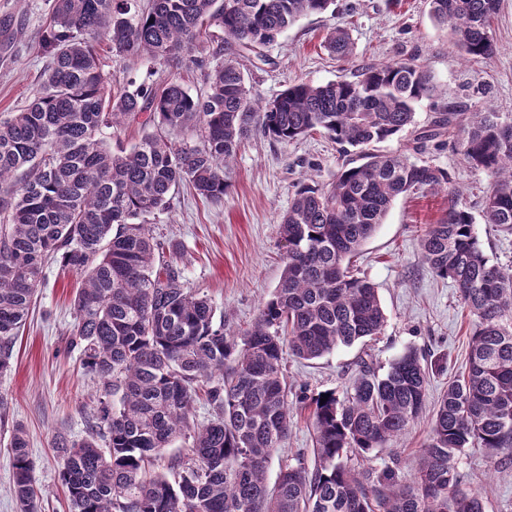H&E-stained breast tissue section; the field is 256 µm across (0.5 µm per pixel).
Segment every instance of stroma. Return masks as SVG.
<instances>
[{
	"label": "stroma",
	"mask_w": 512,
	"mask_h": 512,
	"mask_svg": "<svg viewBox=\"0 0 512 512\" xmlns=\"http://www.w3.org/2000/svg\"><path fill=\"white\" fill-rule=\"evenodd\" d=\"M52 5L53 0H0V113L25 107L42 80L47 59L38 46ZM428 10L427 0H336L327 11L299 19L264 48L262 57L245 53L241 63L246 84L252 97L268 100L298 79L324 84L352 75L359 65L416 51L436 82L462 101L464 111H492L512 120V0H500L492 27L498 51L485 60L461 56ZM338 26L347 28L353 41V56L342 64L323 47L326 34ZM411 146L412 136L405 132L380 143L379 149L445 169L462 191L461 206L477 221L486 255L512 265V233L481 221L488 175L469 167L451 144L436 140L420 154ZM340 164L335 144L324 134L287 145L256 136L236 157L233 187L223 204L183 189L171 212L152 219L153 235L173 249L188 288L212 301L215 319L225 329H247L277 287L285 254L280 220L296 190L310 180L331 182ZM447 207L446 196L430 193L405 195L392 204L383 224L352 260L358 275L378 289L384 329L317 360L285 354L290 401L327 390L343 393L354 381L360 360L373 362L382 373L411 349L429 368V402H436L449 380L464 370L471 318L453 284L431 272L418 246L422 227L439 219ZM77 286L75 274L46 268L10 368L0 375V397L8 404L0 420V512H19L10 459V440L18 427L29 441L39 512H69L54 441L60 435L83 438L103 392L100 378L84 372L78 351L69 347ZM430 422V414H423L388 447L361 458L362 467L378 469L395 458L400 477L410 478ZM297 462L309 469L315 464L309 413L298 408L287 438L268 461L269 479H276L283 465ZM460 469L481 494L485 512H512V465L497 466L481 450L468 448L460 456Z\"/></svg>",
	"instance_id": "35a3bbf8"
}]
</instances>
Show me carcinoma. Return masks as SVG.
<instances>
[{"mask_svg": "<svg viewBox=\"0 0 512 512\" xmlns=\"http://www.w3.org/2000/svg\"><path fill=\"white\" fill-rule=\"evenodd\" d=\"M334 0H54L41 43L47 70L32 100L0 114V375L50 261L81 277L70 347L104 381L97 430L56 439L70 512H485L463 484L459 457L473 445L512 463V266L485 254L448 172L375 145L415 127L416 106L447 109L414 135L413 151L443 136L492 177L482 218L512 230V123L459 110L415 58L358 67L353 78L297 81L267 101L251 97L238 57L273 42ZM500 0H429L431 18L468 59L497 52ZM340 62L353 43L337 27L324 40ZM132 64L194 67L205 88L178 79L114 86L104 54ZM223 61L211 65V60ZM138 123L140 140L119 135ZM324 132L343 158L326 185L304 184L280 223L288 251L272 297L239 334L214 322L211 300L187 288L178 261L147 217L170 210L182 188L224 202L233 161L252 134L290 143ZM448 192V209L419 240L430 270L449 279L473 329L461 375L434 404L414 474L399 463L364 471L352 453L385 448L427 410L428 376L409 350L383 374L368 364L343 396L310 398L317 464L267 462L291 426L283 347L303 360L381 333L375 285L351 259L401 195ZM205 398L213 419L193 409ZM187 460L173 479L153 472L177 438ZM12 492L38 512L25 432L11 442Z\"/></svg>", "mask_w": 512, "mask_h": 512, "instance_id": "1", "label": "carcinoma"}]
</instances>
